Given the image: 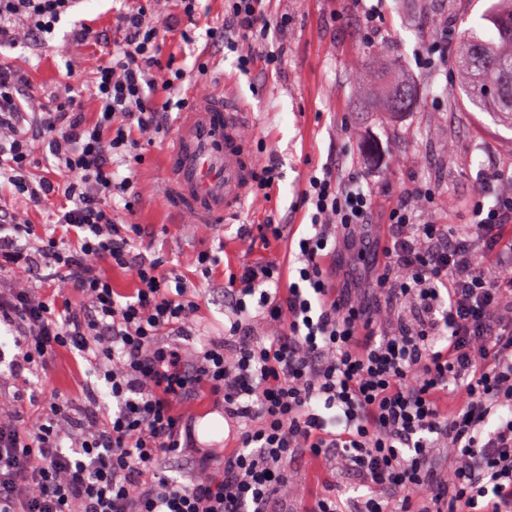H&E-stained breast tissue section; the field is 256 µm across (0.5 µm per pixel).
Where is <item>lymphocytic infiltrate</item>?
Wrapping results in <instances>:
<instances>
[{
    "mask_svg": "<svg viewBox=\"0 0 512 512\" xmlns=\"http://www.w3.org/2000/svg\"><path fill=\"white\" fill-rule=\"evenodd\" d=\"M76 0H0V49L43 42ZM226 22L207 31L237 51L248 70L277 29L267 0H224ZM112 60L82 85L99 116L87 122L75 98L50 109L24 93L22 74L0 63V179L21 202L56 197V236L32 246L33 225L0 206V273L58 266L62 285L86 306L46 300L32 289L0 291V324L21 378L0 406V512H512V195L473 198L467 226L418 218L408 201L386 213L388 233L372 265V298L331 287L328 261L356 247L371 224L373 197L362 174L309 176L302 193L312 213L291 224L240 225L290 249L287 267L243 262L224 280L232 306L224 336L185 358L180 339L197 326V295L163 259L138 261L135 224L118 222L107 201L133 196L120 175L131 154L161 132L155 91L176 99L187 77L157 60L165 44L158 19L120 13ZM31 115L56 174L31 179L30 144L20 129ZM136 283L121 294L103 266ZM65 347L90 363L116 408L75 414L67 399L25 413L39 398L36 377ZM205 384L224 408L235 453L209 465L184 431L172 401ZM185 457L171 475L166 460ZM307 457L353 473L360 495L326 483L305 499V477L291 462Z\"/></svg>",
    "mask_w": 512,
    "mask_h": 512,
    "instance_id": "1",
    "label": "lymphocytic infiltrate"
}]
</instances>
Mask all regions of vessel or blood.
I'll use <instances>...</instances> for the list:
<instances>
[{
    "label": "vessel or blood",
    "instance_id": "1",
    "mask_svg": "<svg viewBox=\"0 0 512 512\" xmlns=\"http://www.w3.org/2000/svg\"><path fill=\"white\" fill-rule=\"evenodd\" d=\"M248 113L234 98L197 91L168 151L167 199L199 224L235 220L252 196L256 156L243 134Z\"/></svg>",
    "mask_w": 512,
    "mask_h": 512
}]
</instances>
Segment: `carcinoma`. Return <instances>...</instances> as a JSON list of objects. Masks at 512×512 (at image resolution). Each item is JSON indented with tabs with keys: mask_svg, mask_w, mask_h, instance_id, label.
<instances>
[{
	"mask_svg": "<svg viewBox=\"0 0 512 512\" xmlns=\"http://www.w3.org/2000/svg\"><path fill=\"white\" fill-rule=\"evenodd\" d=\"M464 49L456 58L458 68L470 75L460 90L470 108L486 114L497 126L512 130V0H494L474 25L462 32ZM389 63H383L381 90L390 112H404L413 102L414 90L407 84L386 81Z\"/></svg>",
	"mask_w": 512,
	"mask_h": 512,
	"instance_id": "obj_1",
	"label": "carcinoma"
}]
</instances>
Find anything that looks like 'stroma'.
I'll list each match as a JSON object with an SVG mask.
<instances>
[{
	"label": "stroma",
	"instance_id": "stroma-1",
	"mask_svg": "<svg viewBox=\"0 0 512 512\" xmlns=\"http://www.w3.org/2000/svg\"><path fill=\"white\" fill-rule=\"evenodd\" d=\"M488 2L380 0L379 27L367 38L356 0H270L271 15L288 21L274 42L282 57L280 68L268 70L258 59L245 73L237 67L236 53L228 51L223 64L201 78L210 91L246 105L252 114L248 130L258 162L273 157L281 167L278 191L268 198L256 195L238 223L196 224L169 204L168 148L179 111L161 113L166 134L143 144L130 165L120 169L136 182L133 210H125L119 199L113 208L119 221L141 227L135 257L163 258L197 289L203 333L184 339L186 350L202 348L210 337L224 333V277H203L195 266L197 255L221 250L229 268L244 261H285L284 250L266 244L260 235L238 240V226L309 223L310 212L300 205L299 193L311 173L330 163L355 166L366 176L375 193L374 223L369 228L374 240L382 235L386 211L414 187L435 188V207L446 224L471 222L473 196L490 171L502 175L495 192L512 193V131L448 95L467 81L454 65L461 50L459 39L449 40L448 56L441 64L424 68L415 58L419 47L433 43V22L445 23L457 34L479 19ZM142 6L165 30L163 57L174 56L189 65L203 49L206 29L221 26L224 17L222 0H200L199 17L189 30L174 0H79L53 36L54 41H68V57L46 45L22 44L0 50V59L25 73L26 93L63 99L65 83L76 86L90 80L111 58L107 36L115 16ZM87 28L102 33V40L85 38ZM385 58L398 61L396 78L414 88L410 111L392 113L374 99L372 89ZM88 369L79 355L57 349L42 378L43 397L63 396L78 412L111 411V397Z\"/></svg>",
	"mask_w": 512,
	"mask_h": 512
}]
</instances>
